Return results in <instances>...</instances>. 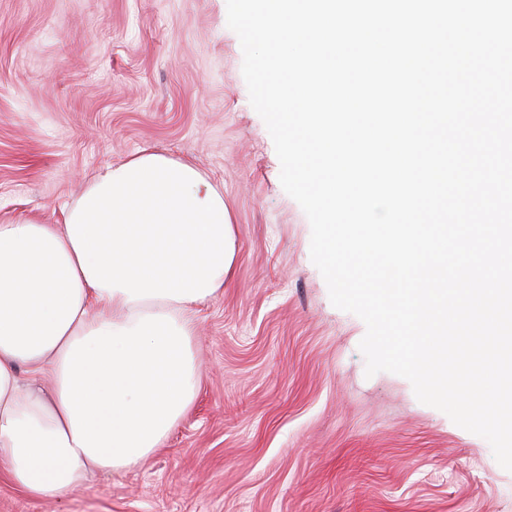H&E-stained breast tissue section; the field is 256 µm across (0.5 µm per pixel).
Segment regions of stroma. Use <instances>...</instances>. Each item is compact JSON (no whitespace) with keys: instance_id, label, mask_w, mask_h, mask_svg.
<instances>
[{"instance_id":"35a3bbf8","label":"stroma","mask_w":512,"mask_h":512,"mask_svg":"<svg viewBox=\"0 0 512 512\" xmlns=\"http://www.w3.org/2000/svg\"><path fill=\"white\" fill-rule=\"evenodd\" d=\"M242 62L226 0H0V222L62 223L95 172L146 148L207 174L236 242L165 443L58 504L0 474V512H512L484 438L407 379L366 376V326L311 261Z\"/></svg>"}]
</instances>
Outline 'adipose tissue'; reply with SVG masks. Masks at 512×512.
<instances>
[{"mask_svg": "<svg viewBox=\"0 0 512 512\" xmlns=\"http://www.w3.org/2000/svg\"><path fill=\"white\" fill-rule=\"evenodd\" d=\"M235 258L223 195L148 149L96 172L62 223H0V472L59 502L159 448L197 392L193 313Z\"/></svg>", "mask_w": 512, "mask_h": 512, "instance_id": "obj_1", "label": "adipose tissue"}]
</instances>
